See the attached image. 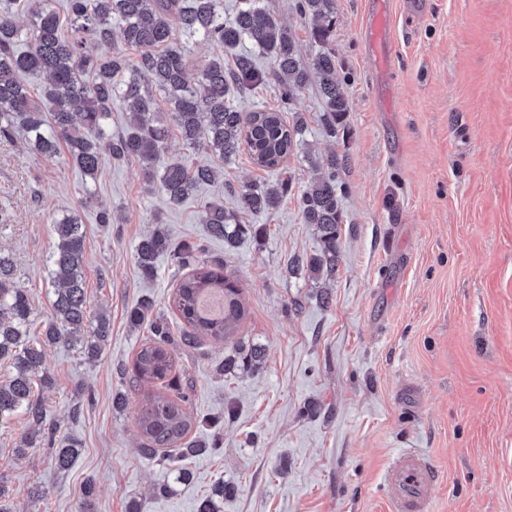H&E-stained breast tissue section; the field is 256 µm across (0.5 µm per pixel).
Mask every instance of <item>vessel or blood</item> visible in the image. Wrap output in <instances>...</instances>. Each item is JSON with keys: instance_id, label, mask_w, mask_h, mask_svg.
Here are the masks:
<instances>
[{"instance_id": "1", "label": "vessel or blood", "mask_w": 512, "mask_h": 512, "mask_svg": "<svg viewBox=\"0 0 512 512\" xmlns=\"http://www.w3.org/2000/svg\"><path fill=\"white\" fill-rule=\"evenodd\" d=\"M384 6H377L372 23L367 28L368 40L376 68H383L393 47L386 41ZM438 472L431 460L418 451L405 448L396 464L382 475L392 512H431V491Z\"/></svg>"}]
</instances>
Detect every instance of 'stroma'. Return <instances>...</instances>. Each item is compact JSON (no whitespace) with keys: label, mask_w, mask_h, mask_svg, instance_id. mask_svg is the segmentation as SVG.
<instances>
[{"label":"stroma","mask_w":512,"mask_h":512,"mask_svg":"<svg viewBox=\"0 0 512 512\" xmlns=\"http://www.w3.org/2000/svg\"><path fill=\"white\" fill-rule=\"evenodd\" d=\"M335 3L345 133L324 134L323 104L308 86L290 105L306 131L284 170L258 168L245 150L210 157L171 135L167 158L206 156L224 173L171 208L136 162L103 155L87 187L67 153L47 159L0 141V207L11 216L0 247L17 258L32 335L52 313L46 258L51 222L66 212L86 234L88 308L112 325L97 363L62 344L45 349V404L58 437L80 445L68 471L45 448L15 457L29 428L23 416L0 425V482L13 512H78L91 475L90 512H196L220 480L235 488L224 512H390L381 474L402 448L438 471L432 512H512V0H386L395 54L383 75L362 36L374 0ZM264 4L310 61L318 47L295 0ZM311 152L345 162L340 254L325 280L285 271L288 258L318 248L296 198L313 175ZM286 171L294 193L276 211L239 210L242 186ZM215 200L261 235L225 251L201 222ZM104 206L114 213L106 226L97 220ZM157 212L173 240L199 247V259L223 260L246 310L238 346L207 339L173 351L192 434L216 443L192 460L189 481L138 456V402L163 387L131 390L119 371L147 336L127 321L142 297L155 300L174 335L184 328L169 300L187 267L160 257L149 281L134 259ZM237 347L259 348V361L216 372ZM118 392L129 395L121 409L112 405Z\"/></svg>","instance_id":"stroma-1"}]
</instances>
